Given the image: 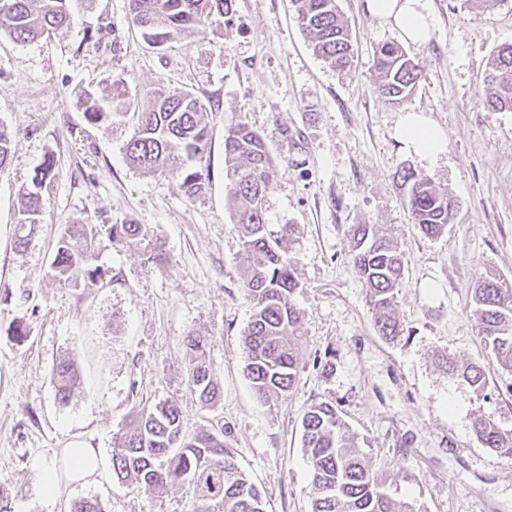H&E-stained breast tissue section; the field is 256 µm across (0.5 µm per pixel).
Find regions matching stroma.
<instances>
[{"label":"stroma","mask_w":512,"mask_h":512,"mask_svg":"<svg viewBox=\"0 0 512 512\" xmlns=\"http://www.w3.org/2000/svg\"><path fill=\"white\" fill-rule=\"evenodd\" d=\"M337 5L355 53L345 72L314 55L291 0H235L231 21L211 17L159 49L143 39L127 0H71L68 28L33 42L0 36V124L15 133L0 173V500L11 512H70L86 497L105 512H195L185 485L156 497L107 472L50 498L37 475L41 467L65 473L63 450L77 437L111 457L137 407L166 399L179 405L187 433L223 423L266 512H311L301 421L321 401L364 440L394 497L420 512H512V459L473 432L480 416L512 430V371L487 359L470 316L481 273L512 281V112L483 103L486 64L512 44V0H491L482 11L429 0L436 30L406 47L423 79L399 106L378 97L373 66L376 47L400 42L398 31L365 13L362 0ZM117 79L134 103L177 89L205 105L203 193L187 197L176 179L128 164L122 146L131 114L86 121L87 97ZM410 110L442 129L436 160L396 139ZM241 120L265 136L276 166L265 200L270 230L299 227L290 257L300 283L294 301L305 313L301 367L294 393L267 403L244 374L251 308L224 173V133ZM49 157L56 168L40 191L42 222L21 248L23 194ZM405 166L433 176L456 202L454 223L437 238L410 222L393 181ZM74 224H140L146 236L97 239L91 254L102 279L72 288L52 262ZM356 224L380 225L404 253L396 307L404 336L376 331L350 263ZM157 243L166 259L152 264L146 252ZM18 325L21 342L12 335ZM189 335L210 342L221 389L210 408L189 387ZM445 353L482 364L490 398L449 378L438 365ZM63 360L81 375L65 402L53 379Z\"/></svg>","instance_id":"35a3bbf8"}]
</instances>
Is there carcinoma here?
Wrapping results in <instances>:
<instances>
[{
    "mask_svg": "<svg viewBox=\"0 0 512 512\" xmlns=\"http://www.w3.org/2000/svg\"><path fill=\"white\" fill-rule=\"evenodd\" d=\"M69 0H0V28L16 41H33L69 25ZM235 0H128L135 24L148 44L160 48L174 36L206 22L211 15L231 20ZM296 19L311 42L314 53L330 67L344 71L353 63V49L336 0H293ZM378 74L377 95L395 105L414 93L422 77L418 64L395 43H384L374 52ZM123 81L116 80L100 96L86 102L85 118L97 124L112 114V106L125 104ZM485 104L512 112V44L497 50L487 63ZM205 105L189 91H154L133 114V130L123 145L136 169L166 173L176 178L184 194L202 193L208 170L202 166L209 131ZM13 134L0 125V173L9 164ZM54 160L35 172L32 189L24 194V218L18 224L17 243L25 246L42 221L40 190L54 177ZM224 172L234 185L230 207L241 233V279L252 306L244 335V372L258 399L289 397L295 387L300 361L296 344L304 314L292 295L299 286L290 249L297 225L285 224L276 233L268 230L265 207L267 190L275 177L268 144L258 130L240 121L224 134ZM403 190L411 223L428 238L442 235L453 223L456 207L448 192L432 177L411 168L396 177ZM112 242L140 239V224H102ZM350 261L363 286L366 304L378 334L385 339L400 336L402 323L395 315L403 287L402 252L377 233L372 224H355ZM93 238L76 225L57 243L53 268L59 280L77 287L97 282L102 273L91 267L88 256ZM475 332L486 355L512 371V283L495 275L478 278L473 288ZM190 351L189 384L204 406L213 405L219 389L207 359L208 340L186 337ZM441 367L453 379L467 383L477 395L489 396L485 371L478 364L459 365L449 357ZM56 397L67 400L80 382L69 361L55 370ZM303 448L311 481L307 495L311 512H414L412 505L393 497L368 462L359 438L351 433L336 407L327 402L310 405L302 418ZM474 433L487 448L512 457V433L494 421H475ZM224 425L195 434L183 431L180 409L172 400L136 410L112 448V478L148 494H161L174 485H188L197 500V512H265L260 490L238 465L226 441Z\"/></svg>",
    "mask_w": 512,
    "mask_h": 512,
    "instance_id": "cac0c4a2",
    "label": "carcinoma"
}]
</instances>
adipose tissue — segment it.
Segmentation results:
<instances>
[{
  "instance_id": "1",
  "label": "adipose tissue",
  "mask_w": 512,
  "mask_h": 512,
  "mask_svg": "<svg viewBox=\"0 0 512 512\" xmlns=\"http://www.w3.org/2000/svg\"><path fill=\"white\" fill-rule=\"evenodd\" d=\"M364 9L370 16L396 26L403 38L411 43L428 41L435 29L428 0H364ZM395 136L407 151L428 159L435 158L444 147L442 131L420 111L402 115ZM103 469V458L97 449L78 440L69 449L66 479H59L47 469L41 471L40 479L46 494L56 497L61 494L64 481H81Z\"/></svg>"
}]
</instances>
